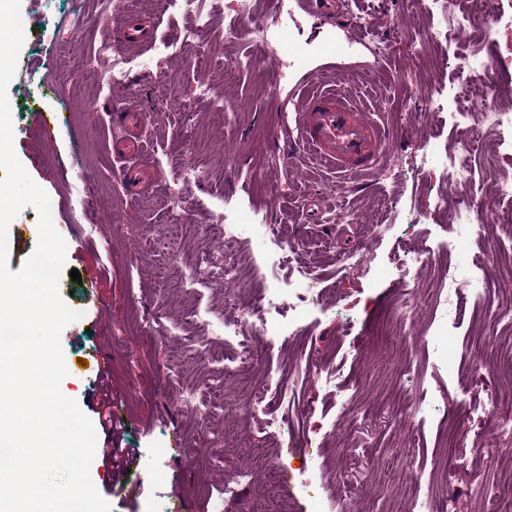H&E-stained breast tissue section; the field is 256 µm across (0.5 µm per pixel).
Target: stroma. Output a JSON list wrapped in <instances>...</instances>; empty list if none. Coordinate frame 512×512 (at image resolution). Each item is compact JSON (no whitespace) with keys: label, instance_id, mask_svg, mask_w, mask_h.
I'll return each instance as SVG.
<instances>
[{"label":"stroma","instance_id":"obj_1","mask_svg":"<svg viewBox=\"0 0 512 512\" xmlns=\"http://www.w3.org/2000/svg\"><path fill=\"white\" fill-rule=\"evenodd\" d=\"M72 7L71 0H20L25 41L7 95L15 153L53 202L67 245L59 292L81 313L64 328L61 343L65 361L86 359L88 369L67 375L61 389L97 420L98 362L107 359L117 443L134 456L130 471L116 476L108 437L98 433L90 475L111 512H176L177 488L186 512H266L277 477L284 512H313L318 494L331 499L334 512H360L367 503L378 512H409L415 494L445 485L457 491L450 512H492L481 490L496 487L497 473L473 461V444L485 442L493 456L512 453V428L465 414L457 378L427 350L408 348L411 336L434 340L431 308L409 310L397 325L387 322L401 302L395 271L405 246L419 249L431 272L440 262L438 238L455 232L448 212L435 206L436 195L450 189L443 168L420 158L426 149L452 151L460 137L447 114L426 108L453 85L445 61L456 40L433 43L435 21L415 0H352L353 12L371 21L359 43L296 10L275 15L270 41L229 43L224 17L235 2L222 0L208 37L193 46L181 41L189 17L130 0H80L83 37L75 45ZM137 20L153 26L151 40L132 49L145 68L126 82L105 83L112 64L96 57L98 43ZM485 24L495 33L477 52L475 75L512 72V28L496 27L491 17ZM379 41L388 43L387 55L374 52ZM69 45L87 65L58 60V49ZM347 79L364 111L382 113L387 128L407 135L393 142L382 169L357 191L341 194L335 173L303 155L278 159L273 142L287 119L286 104ZM202 82L212 95H196ZM71 86L80 95H68ZM119 107L146 113L147 158L161 173L164 194L185 208L192 232L175 248L165 244L174 222L167 207L151 192L126 196L115 179L120 163L109 143ZM46 112L65 120L41 128ZM186 150L203 168L219 169L222 180L176 174L171 162ZM273 159L280 170L268 186L264 175ZM474 167V194L495 203L498 181L512 177V153L476 154ZM318 186L339 200L316 222L307 197ZM387 197L396 200L395 209L382 208ZM246 217L287 226L286 236L269 243L274 265L249 260L247 240L208 241L210 225ZM375 217L383 227L370 248V270L342 272L338 257L353 252ZM37 242L38 216L28 206L8 227L10 271L21 269ZM224 251L240 267L222 284L201 259ZM74 268L81 281H72ZM301 269L313 275L314 288L340 299L332 309L307 304L301 337L229 346L213 339V325L225 319L250 325L287 318V311L263 305L261 291ZM236 293L247 306L227 304ZM247 349L254 365L238 369ZM337 362L344 365L340 384L349 390L344 405L321 375ZM275 373L291 375L306 414L272 442L248 406ZM454 417L470 459L451 467L441 437L443 423ZM244 465L251 469L249 485L223 496L225 481Z\"/></svg>","mask_w":512,"mask_h":512}]
</instances>
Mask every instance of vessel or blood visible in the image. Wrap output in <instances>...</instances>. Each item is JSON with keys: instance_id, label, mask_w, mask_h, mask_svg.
Returning a JSON list of instances; mask_svg holds the SVG:
<instances>
[{"instance_id": "vessel-or-blood-1", "label": "vessel or blood", "mask_w": 512, "mask_h": 512, "mask_svg": "<svg viewBox=\"0 0 512 512\" xmlns=\"http://www.w3.org/2000/svg\"><path fill=\"white\" fill-rule=\"evenodd\" d=\"M296 9L320 17L334 28L354 33L356 25L347 10L346 0H292ZM295 137L284 139L280 156L290 159L300 146L315 150L323 162L337 172L354 174L375 169L387 150L380 115L360 111L343 95H313L293 103ZM144 116L117 110L113 122L118 132L112 140L114 155L129 159L119 174L129 196L146 194L158 180L157 169L147 162L139 137Z\"/></svg>"}]
</instances>
